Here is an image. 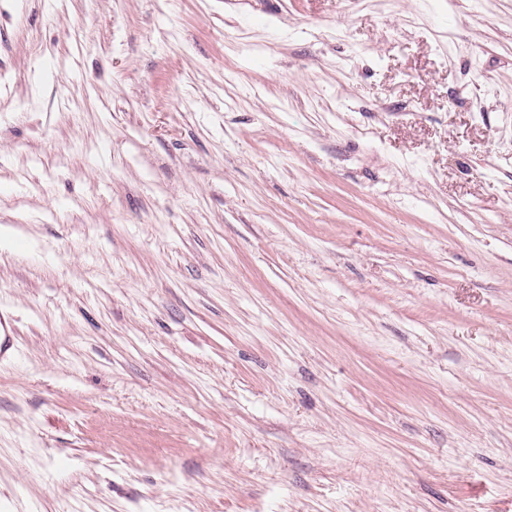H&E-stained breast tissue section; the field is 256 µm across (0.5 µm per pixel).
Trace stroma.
I'll return each mask as SVG.
<instances>
[{"instance_id": "35a3bbf8", "label": "stroma", "mask_w": 512, "mask_h": 512, "mask_svg": "<svg viewBox=\"0 0 512 512\" xmlns=\"http://www.w3.org/2000/svg\"><path fill=\"white\" fill-rule=\"evenodd\" d=\"M0 512H512V0H0Z\"/></svg>"}]
</instances>
